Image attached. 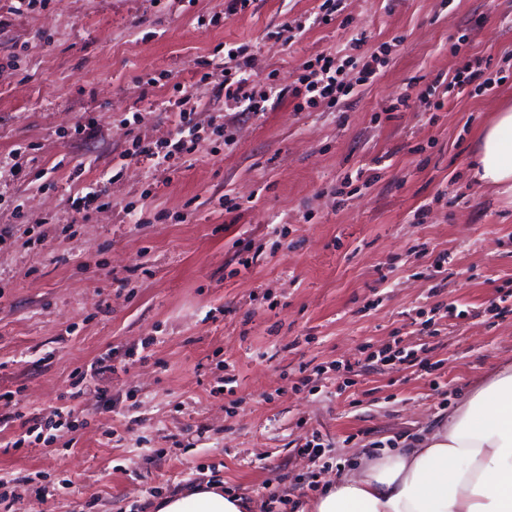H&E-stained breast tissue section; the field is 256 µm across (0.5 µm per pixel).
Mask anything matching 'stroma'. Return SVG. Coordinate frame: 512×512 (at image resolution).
Segmentation results:
<instances>
[{
    "instance_id": "35a3bbf8",
    "label": "stroma",
    "mask_w": 512,
    "mask_h": 512,
    "mask_svg": "<svg viewBox=\"0 0 512 512\" xmlns=\"http://www.w3.org/2000/svg\"><path fill=\"white\" fill-rule=\"evenodd\" d=\"M322 2L0 0V512H150L203 482L298 512L512 363V191L471 169L512 104V0ZM231 47L260 91L324 56L355 88L242 112ZM463 57L496 88L399 105ZM183 88L195 150L132 157ZM99 182L107 206L77 212ZM57 408L77 425L24 442Z\"/></svg>"
}]
</instances>
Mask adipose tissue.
I'll list each match as a JSON object with an SVG mask.
<instances>
[{
  "label": "adipose tissue",
  "instance_id": "1",
  "mask_svg": "<svg viewBox=\"0 0 512 512\" xmlns=\"http://www.w3.org/2000/svg\"><path fill=\"white\" fill-rule=\"evenodd\" d=\"M479 181L512 189V108L480 133ZM156 512H244L240 498L203 484L170 494ZM309 512H512V365L501 366L406 448L342 475Z\"/></svg>",
  "mask_w": 512,
  "mask_h": 512
}]
</instances>
